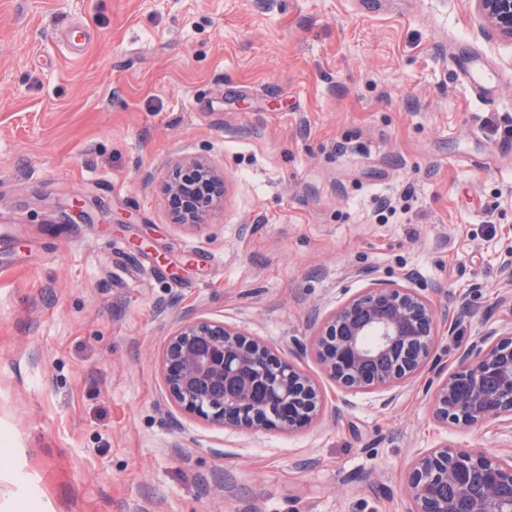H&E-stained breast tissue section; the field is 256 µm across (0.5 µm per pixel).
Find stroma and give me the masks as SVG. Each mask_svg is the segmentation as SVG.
<instances>
[{
    "label": "stroma",
    "mask_w": 512,
    "mask_h": 512,
    "mask_svg": "<svg viewBox=\"0 0 512 512\" xmlns=\"http://www.w3.org/2000/svg\"><path fill=\"white\" fill-rule=\"evenodd\" d=\"M402 2L0 0V512H404L414 454L512 455L430 403L436 370L512 321V42L474 0ZM461 40L499 73L493 101L452 70ZM183 156L224 173L199 227L163 195ZM373 279L456 312L391 402L336 408L305 353L327 404L305 427L168 403L185 313L305 346Z\"/></svg>",
    "instance_id": "obj_1"
}]
</instances>
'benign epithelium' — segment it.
I'll return each instance as SVG.
<instances>
[{
    "label": "benign epithelium",
    "mask_w": 512,
    "mask_h": 512,
    "mask_svg": "<svg viewBox=\"0 0 512 512\" xmlns=\"http://www.w3.org/2000/svg\"><path fill=\"white\" fill-rule=\"evenodd\" d=\"M483 27L512 40V0H475ZM165 194L179 224L200 225L217 211L224 176L186 157ZM415 289L373 281L346 300L312 336L311 351L345 394L391 391L430 363L437 324L449 321ZM294 353L199 316H186L162 353L168 402L194 418L246 431L307 426L323 397ZM434 417L443 424L492 425L512 434V325L488 329L437 383ZM407 512H512V457L446 443L419 453L407 472Z\"/></svg>",
    "instance_id": "benign-epithelium-1"
}]
</instances>
